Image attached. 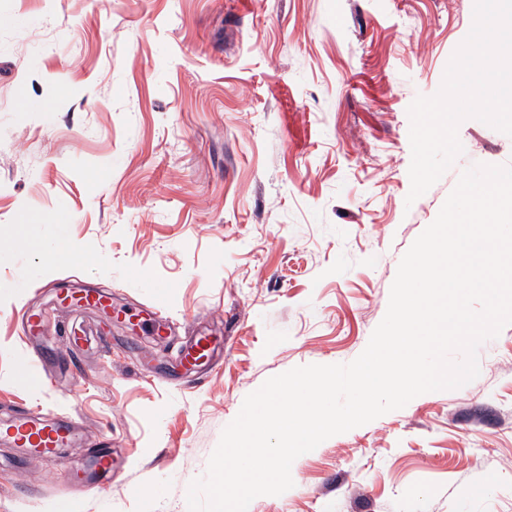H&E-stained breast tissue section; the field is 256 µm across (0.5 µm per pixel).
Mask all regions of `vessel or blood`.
<instances>
[{
  "label": "vessel or blood",
  "instance_id": "vessel-or-blood-1",
  "mask_svg": "<svg viewBox=\"0 0 512 512\" xmlns=\"http://www.w3.org/2000/svg\"><path fill=\"white\" fill-rule=\"evenodd\" d=\"M71 302L98 313L114 315L117 320L151 332L159 337H167L170 328L158 318L159 303H152L138 311L130 312L113 309L111 295L88 288L70 294ZM217 346L216 338L201 334L191 339L179 350L181 365L187 369H197L208 365ZM77 435L73 413L61 412L53 406L20 409L15 418L0 430V437L9 441L23 453H38L45 456L56 455L59 449L67 447ZM114 460L111 449L100 448L93 451L86 467L75 470L73 481L79 486H93L111 482Z\"/></svg>",
  "mask_w": 512,
  "mask_h": 512
}]
</instances>
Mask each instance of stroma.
<instances>
[{
    "instance_id": "35a3bbf8",
    "label": "stroma",
    "mask_w": 512,
    "mask_h": 512,
    "mask_svg": "<svg viewBox=\"0 0 512 512\" xmlns=\"http://www.w3.org/2000/svg\"><path fill=\"white\" fill-rule=\"evenodd\" d=\"M474 0H0V415L49 402L82 437L13 465L0 512H60L100 442L112 482L82 512H188L245 397L298 366L347 364L399 262L468 167L512 164L470 118L414 203L408 108L441 87ZM111 291L224 339L208 373L157 379L173 343L125 326L110 354L53 342L25 375L21 308ZM461 388L330 437L248 512H512V324Z\"/></svg>"
}]
</instances>
